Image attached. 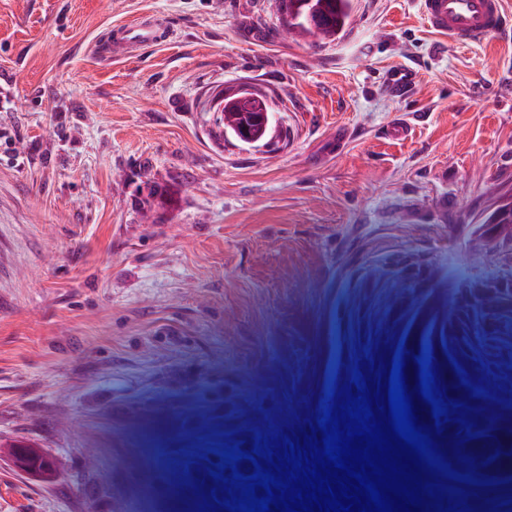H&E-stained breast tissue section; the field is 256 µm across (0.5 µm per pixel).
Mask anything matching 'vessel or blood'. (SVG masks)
Here are the masks:
<instances>
[{"label": "vessel or blood", "instance_id": "vessel-or-blood-1", "mask_svg": "<svg viewBox=\"0 0 512 512\" xmlns=\"http://www.w3.org/2000/svg\"><path fill=\"white\" fill-rule=\"evenodd\" d=\"M421 12L429 27L458 45H473L500 33L506 26L502 0H420ZM170 32L161 20L146 16L112 29L107 54L134 52L168 40ZM415 73L405 66L390 69L385 75L387 88L396 96L408 94Z\"/></svg>", "mask_w": 512, "mask_h": 512}]
</instances>
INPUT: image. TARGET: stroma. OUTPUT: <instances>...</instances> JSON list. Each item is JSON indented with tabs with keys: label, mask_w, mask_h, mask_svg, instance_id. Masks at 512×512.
<instances>
[{
	"label": "stroma",
	"mask_w": 512,
	"mask_h": 512,
	"mask_svg": "<svg viewBox=\"0 0 512 512\" xmlns=\"http://www.w3.org/2000/svg\"><path fill=\"white\" fill-rule=\"evenodd\" d=\"M171 31L119 57L113 25ZM411 67V95L383 73ZM0 512H202L193 469L298 433L334 378L401 339L467 393L457 512H512V242L473 230L512 193V29L443 40L419 0H355L332 42L278 0H0ZM248 85L274 135L215 139L201 103ZM401 139L387 136L396 119ZM175 203L153 224L137 187ZM6 452L11 456L14 464L21 470L41 475H51L52 461L39 449L23 443L6 446Z\"/></svg>",
	"instance_id": "stroma-1"
}]
</instances>
